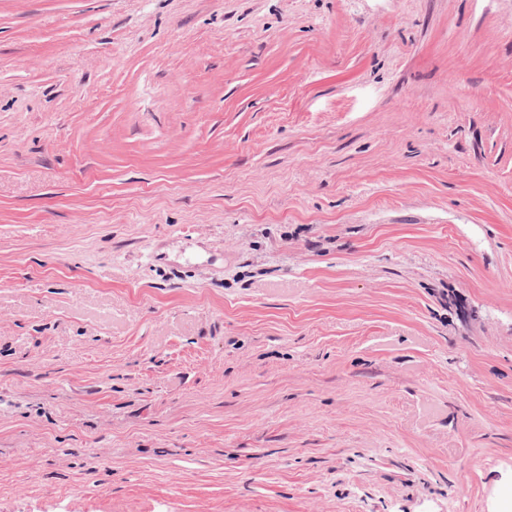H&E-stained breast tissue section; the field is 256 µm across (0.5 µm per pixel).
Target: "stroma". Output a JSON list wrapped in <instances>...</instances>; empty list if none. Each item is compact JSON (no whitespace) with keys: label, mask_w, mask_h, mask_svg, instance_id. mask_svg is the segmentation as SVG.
Segmentation results:
<instances>
[{"label":"stroma","mask_w":512,"mask_h":512,"mask_svg":"<svg viewBox=\"0 0 512 512\" xmlns=\"http://www.w3.org/2000/svg\"><path fill=\"white\" fill-rule=\"evenodd\" d=\"M0 512H512V0H0Z\"/></svg>","instance_id":"1"}]
</instances>
